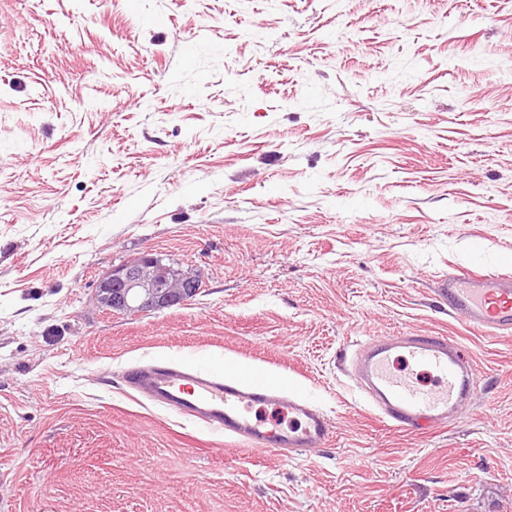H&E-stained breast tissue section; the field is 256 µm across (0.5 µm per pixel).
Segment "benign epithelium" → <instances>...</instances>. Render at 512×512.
Here are the masks:
<instances>
[{
  "mask_svg": "<svg viewBox=\"0 0 512 512\" xmlns=\"http://www.w3.org/2000/svg\"><path fill=\"white\" fill-rule=\"evenodd\" d=\"M201 288L197 276L147 251L101 275L95 295L103 308L131 315L185 305Z\"/></svg>",
  "mask_w": 512,
  "mask_h": 512,
  "instance_id": "benign-epithelium-1",
  "label": "benign epithelium"
}]
</instances>
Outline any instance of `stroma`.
Returning a JSON list of instances; mask_svg holds the SVG:
<instances>
[{
	"instance_id": "1",
	"label": "stroma",
	"mask_w": 512,
	"mask_h": 512,
	"mask_svg": "<svg viewBox=\"0 0 512 512\" xmlns=\"http://www.w3.org/2000/svg\"><path fill=\"white\" fill-rule=\"evenodd\" d=\"M149 251L202 279L114 314ZM512 275V0H0V512H512V336L448 272ZM438 332L474 399L406 432L367 336ZM293 379L325 446L249 453L123 386ZM201 288L196 275L147 251L101 275L95 295L103 308L131 315L185 305ZM436 295L448 312L474 329L489 335L512 331V278L487 276L480 271H455L440 277Z\"/></svg>"
}]
</instances>
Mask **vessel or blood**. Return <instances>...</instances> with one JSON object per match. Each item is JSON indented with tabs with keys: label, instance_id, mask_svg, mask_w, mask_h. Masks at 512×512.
I'll return each mask as SVG.
<instances>
[{
	"label": "vessel or blood",
	"instance_id": "obj_1",
	"mask_svg": "<svg viewBox=\"0 0 512 512\" xmlns=\"http://www.w3.org/2000/svg\"><path fill=\"white\" fill-rule=\"evenodd\" d=\"M437 296L474 329L489 335L512 332V277L455 271L436 283ZM404 361L407 373L391 368ZM433 372L437 383L419 384L413 369ZM359 384L385 420L405 430L447 421L475 389L476 370L460 349L437 333L399 332L373 336L356 360ZM127 387L167 411L200 423L247 450L285 457L325 445L331 423L323 410L294 381L273 382L262 373L226 375L192 363L158 362L126 371ZM273 408L293 416L288 427L251 418L253 408Z\"/></svg>",
	"mask_w": 512,
	"mask_h": 512
}]
</instances>
